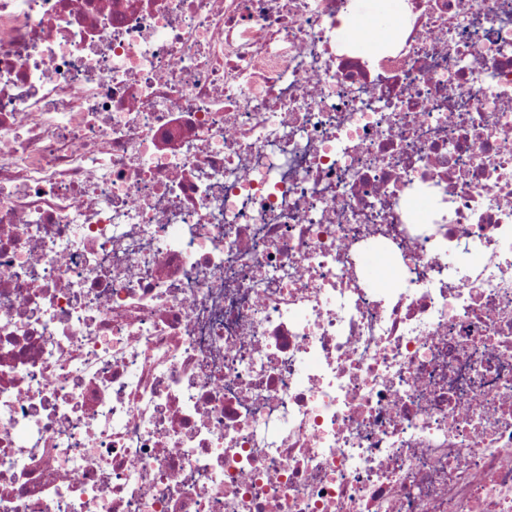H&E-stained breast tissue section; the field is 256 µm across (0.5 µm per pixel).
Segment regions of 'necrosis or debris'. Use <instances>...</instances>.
<instances>
[{"label":"necrosis or debris","instance_id":"1","mask_svg":"<svg viewBox=\"0 0 512 512\" xmlns=\"http://www.w3.org/2000/svg\"><path fill=\"white\" fill-rule=\"evenodd\" d=\"M405 2L0 0V512H512V0ZM357 10L360 13L372 12L375 15H384L387 20L386 26L382 25L374 16L359 15L356 17H344L341 19L338 28L339 33L345 37L349 42L356 43L363 46L369 51L376 50L381 42L387 41L394 34V30L389 28L396 26L399 23V18L396 15H389V13L378 11V2L383 0H355ZM367 29H374L377 33L375 39L367 40L364 38V32Z\"/></svg>","mask_w":512,"mask_h":512}]
</instances>
